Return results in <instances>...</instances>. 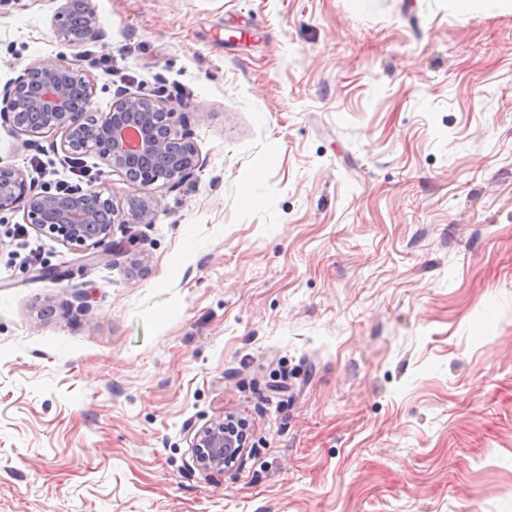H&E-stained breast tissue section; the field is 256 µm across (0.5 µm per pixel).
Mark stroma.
<instances>
[{
	"instance_id": "35a3bbf8",
	"label": "stroma",
	"mask_w": 512,
	"mask_h": 512,
	"mask_svg": "<svg viewBox=\"0 0 512 512\" xmlns=\"http://www.w3.org/2000/svg\"><path fill=\"white\" fill-rule=\"evenodd\" d=\"M93 5L73 47L0 0V88L76 61L202 166L109 262L0 214V512H512V8ZM61 140L1 122L0 166L126 206ZM228 412L258 449L202 472Z\"/></svg>"
}]
</instances>
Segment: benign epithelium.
I'll return each instance as SVG.
<instances>
[{
	"label": "benign epithelium",
	"mask_w": 512,
	"mask_h": 512,
	"mask_svg": "<svg viewBox=\"0 0 512 512\" xmlns=\"http://www.w3.org/2000/svg\"><path fill=\"white\" fill-rule=\"evenodd\" d=\"M58 2L53 15L57 37L79 47L100 36L92 0ZM80 85L87 89L88 99H93L96 84L76 65L29 64L0 91V120L20 135L32 134L18 112V99L26 95L30 114L44 121L38 133L63 132L60 148L68 156L95 150L110 172L122 176L141 195L128 199L125 212L100 187L72 193L38 192L24 171L0 167V213L21 211L37 231L106 259L121 249L111 240L113 226L130 220L155 223L150 187L161 181L176 188L190 181L200 168L199 154L190 134L174 128L173 113L161 101L118 89L110 112L90 121L87 113L73 107V95ZM192 448L200 470L222 473L233 441L224 432V422L215 421L195 434Z\"/></svg>",
	"instance_id": "7a95c632"
}]
</instances>
